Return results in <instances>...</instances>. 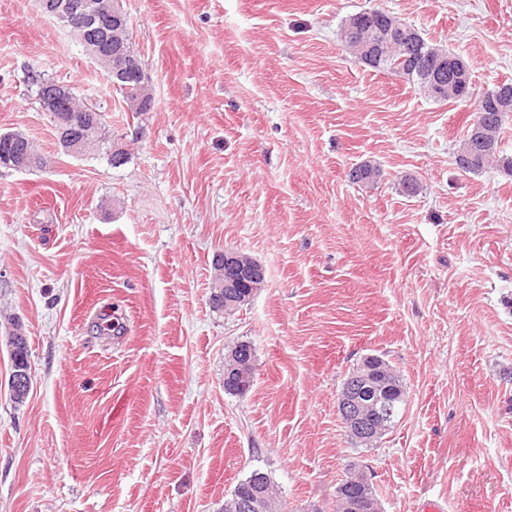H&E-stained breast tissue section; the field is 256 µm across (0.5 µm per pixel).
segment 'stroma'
<instances>
[{"instance_id": "35a3bbf8", "label": "stroma", "mask_w": 512, "mask_h": 512, "mask_svg": "<svg viewBox=\"0 0 512 512\" xmlns=\"http://www.w3.org/2000/svg\"><path fill=\"white\" fill-rule=\"evenodd\" d=\"M119 3L153 90L140 116L37 0H0V133L46 160L0 168V512H224L257 468L285 512H333L352 464L383 512H512V174L457 168L473 103L338 40L383 7L462 56L482 93L512 80V0ZM32 68L104 112L129 161L65 153ZM365 163L370 188L350 178ZM226 249L265 270L230 316L209 303ZM239 341L255 378L231 395ZM371 354L406 404L357 449L337 395ZM11 347V362H12V371L13 368L16 366L17 359L23 358L24 362H26L27 365H29V350H28V344L26 338H22L21 336H15L12 341L10 342ZM31 374L29 367L26 368H19L12 372L11 378H10V387H12V396L15 402H23V399L26 398L29 391H21L25 389H29L31 386ZM21 391V392H17Z\"/></svg>"}]
</instances>
